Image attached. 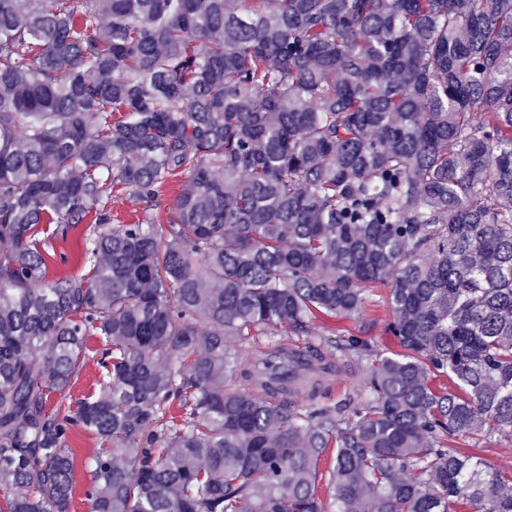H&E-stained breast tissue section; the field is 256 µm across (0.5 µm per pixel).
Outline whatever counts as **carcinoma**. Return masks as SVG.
<instances>
[{"label": "carcinoma", "mask_w": 512, "mask_h": 512, "mask_svg": "<svg viewBox=\"0 0 512 512\" xmlns=\"http://www.w3.org/2000/svg\"><path fill=\"white\" fill-rule=\"evenodd\" d=\"M379 285L391 345L312 335ZM75 429L89 512H512V0H0V512H70ZM184 184V176H179L175 181L163 188L161 206L154 211L157 216V224H171L176 219V200ZM146 205L135 195L125 192L122 195L114 194L108 208L112 210L113 216H117L119 220L126 224H132L143 214ZM93 217H88L82 224H76L75 227L68 230L67 237L62 239L59 237H51L55 224H43L41 226V234L38 235L39 239L49 236L50 249L49 254L45 255L47 262V277L52 278L58 275H69L71 277H83L89 271V266L84 265L79 257V252L82 248L85 234L88 231L90 222ZM65 258V261H63ZM88 350L85 354V360L80 367V371L75 378L73 385L70 388L69 394L66 399L62 400V396L55 394L51 396L48 407L57 408L59 405L64 408L70 399L84 398L90 395L96 387L95 383L100 378V369L96 364L95 351L99 348L98 342L95 337L91 338L88 342ZM70 396L72 398H70ZM369 367L366 362L362 365L351 363L341 367L334 378L331 386L333 398H344L348 393H353L357 387L360 378L368 372ZM74 461V490L72 507L76 512H88L85 493L89 489L91 475L88 462L95 448H99L97 438L87 432L76 430L68 442ZM477 452L483 463L493 470L512 475V440L492 436L484 439Z\"/></svg>", "instance_id": "carcinoma-1"}]
</instances>
